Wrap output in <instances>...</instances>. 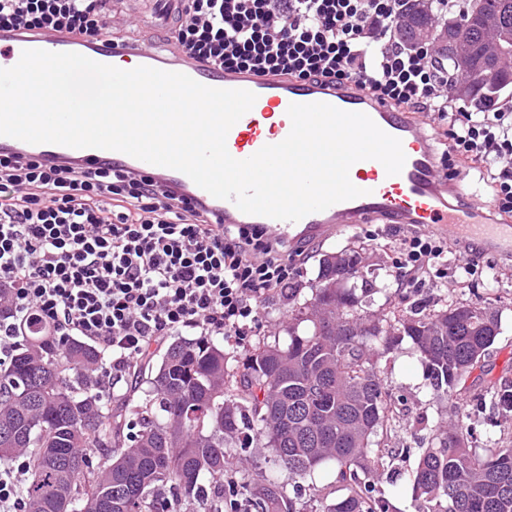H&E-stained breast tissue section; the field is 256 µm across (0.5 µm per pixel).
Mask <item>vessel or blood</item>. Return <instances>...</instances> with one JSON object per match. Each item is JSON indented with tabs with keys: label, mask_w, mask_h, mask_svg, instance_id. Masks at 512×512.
I'll return each mask as SVG.
<instances>
[{
	"label": "vessel or blood",
	"mask_w": 512,
	"mask_h": 512,
	"mask_svg": "<svg viewBox=\"0 0 512 512\" xmlns=\"http://www.w3.org/2000/svg\"><path fill=\"white\" fill-rule=\"evenodd\" d=\"M27 49L74 52L103 64L118 58L133 59L141 66L186 74L210 87L253 92L257 96L254 106L230 129L226 138L229 153L237 159L248 158L263 146L287 137L291 129L287 115L290 104L322 102L370 116L383 131L400 139L406 162L402 171L393 176L387 175L379 161L355 163L349 177L356 187L363 189V196L289 222L243 213L232 201L213 197L182 172L119 151L30 144L7 136H0V151L32 154L51 165L95 169L114 163L186 197L209 212L212 223L256 226L289 244L321 240L359 224L381 223L423 228L445 238L450 246H465L470 259L487 255L512 257V216L496 215L487 200L477 199L475 191L465 190L459 179L447 175L437 160V151L421 113L379 101L355 84L333 86L280 75L207 69L175 57L172 48L163 44L143 46L106 38L94 45L57 31L0 34V68L14 66Z\"/></svg>",
	"instance_id": "obj_1"
}]
</instances>
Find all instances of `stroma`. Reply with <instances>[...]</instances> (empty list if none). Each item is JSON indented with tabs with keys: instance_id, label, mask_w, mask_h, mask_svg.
I'll use <instances>...</instances> for the list:
<instances>
[{
	"instance_id": "obj_1",
	"label": "stroma",
	"mask_w": 512,
	"mask_h": 512,
	"mask_svg": "<svg viewBox=\"0 0 512 512\" xmlns=\"http://www.w3.org/2000/svg\"><path fill=\"white\" fill-rule=\"evenodd\" d=\"M396 235L395 228L384 224H361L309 246L296 266L295 283L301 297L311 295L310 286L317 275L322 254L361 246L368 255V271L375 275L378 287L369 308L388 314L393 304L401 302L405 296L402 279L393 262ZM449 265L447 278L420 287V298L434 308L449 301H488L496 309L500 321V334L487 360V379L476 382L471 389L472 394L477 395L484 392L487 382L512 381V262L487 256L479 260V270L474 274L465 271L463 259L457 256H450ZM288 308L289 302L285 299L266 302L264 314L247 343L225 339L228 361L238 359L247 345L273 340L275 334L281 333L288 319ZM380 370L395 411L381 442L385 447L399 450L403 458L395 462L393 468L372 477L371 482L390 500L394 512H416L409 472L432 436L457 421L460 408L431 388L426 370L410 340H403L393 354L384 358ZM471 425L474 436L470 446L476 452L488 448H512V422L501 419L492 410L473 413ZM346 493L347 487L339 481L334 469L323 466L314 472L311 481L301 483L298 501L310 507L318 501L329 505Z\"/></svg>"
}]
</instances>
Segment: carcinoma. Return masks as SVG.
Wrapping results in <instances>:
<instances>
[{
	"instance_id": "carcinoma-1",
	"label": "carcinoma",
	"mask_w": 512,
	"mask_h": 512,
	"mask_svg": "<svg viewBox=\"0 0 512 512\" xmlns=\"http://www.w3.org/2000/svg\"><path fill=\"white\" fill-rule=\"evenodd\" d=\"M456 18L469 28L473 73L459 75L445 48L437 66L448 68V91L469 81L476 86L469 101L492 107L512 87V74L481 78L486 22L512 27V0H482L478 11L470 5ZM429 20L426 0H416L401 15L400 38L421 41ZM374 288L360 251L325 254L311 297L288 311L286 342L257 343L230 372L224 343L178 338L158 360L136 366L119 395L96 387L94 347L60 346L43 331L26 337L0 370V463L25 458L27 512H194L195 504L224 512L241 478L256 512H302L259 465L253 476H227L228 449L255 441L295 482L334 466L349 494L324 512H390L366 481L393 459L375 441L390 414L381 360L408 338L431 387L465 401L499 321L487 302L429 310L416 300L389 319L359 312ZM492 404L497 414H512V385L492 388ZM85 448L102 449L100 463H90ZM413 488L417 512H512V448L480 457L450 426L420 455Z\"/></svg>"
}]
</instances>
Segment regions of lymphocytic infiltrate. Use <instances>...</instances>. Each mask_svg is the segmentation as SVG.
<instances>
[{
  "mask_svg": "<svg viewBox=\"0 0 512 512\" xmlns=\"http://www.w3.org/2000/svg\"><path fill=\"white\" fill-rule=\"evenodd\" d=\"M122 0H0V32L117 37ZM403 0H181L167 38L204 67L351 82L432 116L444 168L483 183L512 214V111L479 112L448 95L430 42L398 36ZM446 239L404 233L396 267L445 278ZM304 247L209 223L164 185L116 167H48L0 154V365L30 320L58 343L102 355L98 384L116 387L153 348L184 331L245 340L269 297H287Z\"/></svg>",
  "mask_w": 512,
  "mask_h": 512,
  "instance_id": "1",
  "label": "lymphocytic infiltrate"
}]
</instances>
